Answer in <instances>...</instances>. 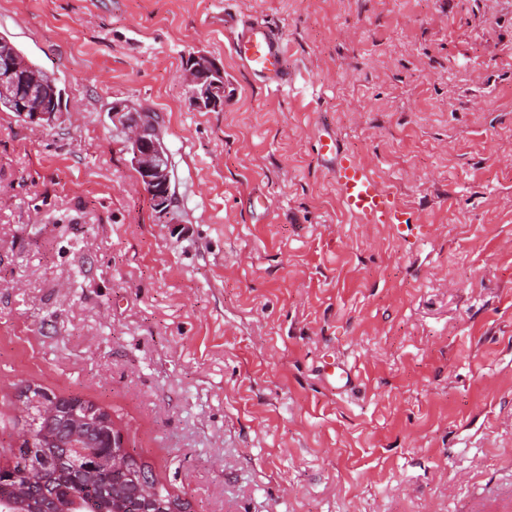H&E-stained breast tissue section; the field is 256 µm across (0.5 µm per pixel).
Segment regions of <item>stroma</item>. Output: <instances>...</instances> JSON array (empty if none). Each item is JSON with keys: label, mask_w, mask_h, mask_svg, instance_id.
Segmentation results:
<instances>
[{"label": "stroma", "mask_w": 512, "mask_h": 512, "mask_svg": "<svg viewBox=\"0 0 512 512\" xmlns=\"http://www.w3.org/2000/svg\"><path fill=\"white\" fill-rule=\"evenodd\" d=\"M251 18L290 85L236 63ZM0 36L67 104L0 111V465L27 380L196 512H512V0H0ZM199 51L223 111L187 103ZM116 101L158 118L170 215ZM327 127L401 223L344 209Z\"/></svg>", "instance_id": "35a3bbf8"}]
</instances>
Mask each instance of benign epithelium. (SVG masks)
<instances>
[{
	"label": "benign epithelium",
	"mask_w": 512,
	"mask_h": 512,
	"mask_svg": "<svg viewBox=\"0 0 512 512\" xmlns=\"http://www.w3.org/2000/svg\"><path fill=\"white\" fill-rule=\"evenodd\" d=\"M181 79L189 94L188 104L200 111L218 109L225 104L224 66L214 57L201 52L193 54V62L185 65ZM48 74L0 43V102H9L34 128L51 125L56 113L47 110L43 89ZM127 134V149L137 171L141 188L153 199L157 211L167 214L171 208V163L167 148L159 139L153 113L138 111L122 101L112 103ZM15 410L19 420L15 445L26 452V469L19 478L9 468H0V485L10 496L0 503L14 512H25L28 497L39 477L45 472L48 459L43 453L55 440L48 430L39 431L31 422L36 416L49 421L63 419L67 451L78 466L74 490L63 501L49 498L44 512H99L100 502L92 496L93 488L112 471L128 474L138 495L144 497L141 512H193L191 501L173 492L159 497L160 484L148 464L128 450V439L112 419V412L99 404L90 407L77 395L53 397L38 384L23 381L16 390ZM107 441L111 451L101 448Z\"/></svg>",
	"instance_id": "obj_1"
}]
</instances>
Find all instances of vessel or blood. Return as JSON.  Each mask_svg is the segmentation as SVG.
Segmentation results:
<instances>
[{"label":"vessel or blood","mask_w":512,"mask_h":512,"mask_svg":"<svg viewBox=\"0 0 512 512\" xmlns=\"http://www.w3.org/2000/svg\"><path fill=\"white\" fill-rule=\"evenodd\" d=\"M232 51L240 66L268 85H285V49L281 40L266 25L255 20L237 31ZM319 152L330 158L344 208L366 224H393L398 213L372 173L363 164L342 156L332 131H324Z\"/></svg>","instance_id":"1"}]
</instances>
